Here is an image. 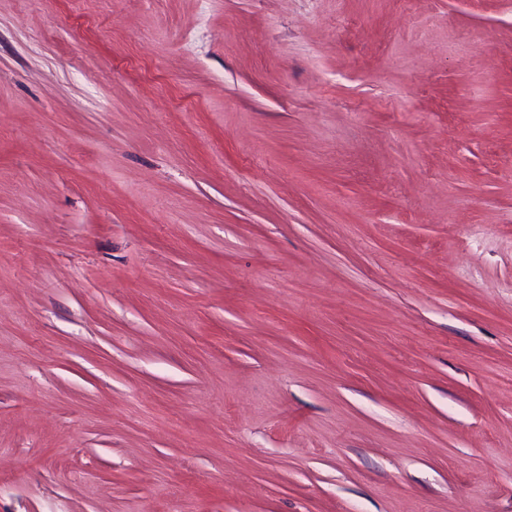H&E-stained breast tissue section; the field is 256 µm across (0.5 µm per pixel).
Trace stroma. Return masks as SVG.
<instances>
[{
    "instance_id": "35a3bbf8",
    "label": "stroma",
    "mask_w": 512,
    "mask_h": 512,
    "mask_svg": "<svg viewBox=\"0 0 512 512\" xmlns=\"http://www.w3.org/2000/svg\"><path fill=\"white\" fill-rule=\"evenodd\" d=\"M0 512H512V0H0Z\"/></svg>"
}]
</instances>
